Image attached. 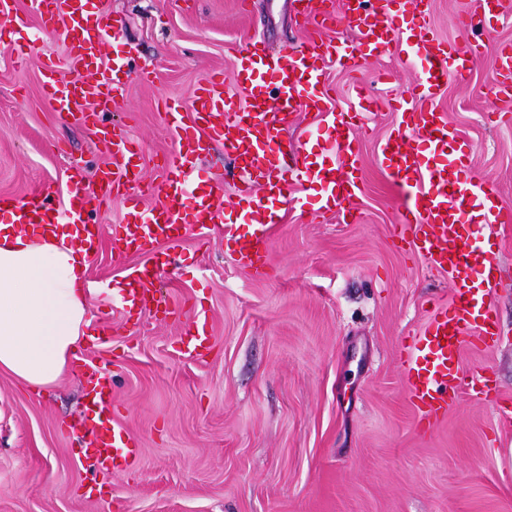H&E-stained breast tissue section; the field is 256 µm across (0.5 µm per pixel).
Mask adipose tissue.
<instances>
[{
	"instance_id": "ef3b65f1",
	"label": "adipose tissue",
	"mask_w": 512,
	"mask_h": 512,
	"mask_svg": "<svg viewBox=\"0 0 512 512\" xmlns=\"http://www.w3.org/2000/svg\"><path fill=\"white\" fill-rule=\"evenodd\" d=\"M77 228L57 235L0 224V373L42 394L71 372L93 323Z\"/></svg>"
}]
</instances>
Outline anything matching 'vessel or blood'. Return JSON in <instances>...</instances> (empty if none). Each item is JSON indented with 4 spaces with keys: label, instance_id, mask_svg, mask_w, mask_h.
I'll return each instance as SVG.
<instances>
[{
    "label": "vessel or blood",
    "instance_id": "b4317fda",
    "mask_svg": "<svg viewBox=\"0 0 512 512\" xmlns=\"http://www.w3.org/2000/svg\"><path fill=\"white\" fill-rule=\"evenodd\" d=\"M89 0H34L43 28H54L63 22L71 40L64 64L42 63L41 94L56 111L79 113L90 119L97 111L123 97L125 89L116 79L121 62L107 65L101 48L109 34H120L124 21L88 13ZM347 14L359 17V44L368 54L384 56L398 53L427 60V72L417 85L412 98H399L397 109L406 129L419 132L426 145L429 164H421L418 149L396 133L379 144L382 168L404 193L401 228L410 230L419 241L428 262L448 273L455 287L453 301L438 308L420 335L401 353V367L407 381L410 399L419 425H429L432 418L446 414L449 403L455 402L461 385L476 389L481 373L463 377L459 354L465 335L478 338L491 336L496 325L494 308L487 304L486 289L495 258L489 252L471 246L463 232L462 216L470 203H478L485 223L512 222V211L503 207L497 192L486 182L471 177L469 144L458 143L457 132L434 104L435 95L450 82L462 83L472 73L479 48L458 44H435L416 23L397 24L384 9H365L364 0H347ZM331 53L329 46L307 41L293 51H273L252 42L237 51L233 59V75L240 96L224 91L222 74L211 75L194 96L191 110L194 119L184 123L179 107H171V128L178 141V150L166 158L164 200L159 207L144 210L146 189L131 186V163L138 152L125 135L108 127L95 129L94 134L110 157V166L103 171L101 186L124 188L123 202L133 222L115 225L113 239L123 251L149 254L161 239L180 238L191 224H223L224 238L236 245L238 260L255 275H265L268 261L266 244L275 224L283 216L275 210L278 202L289 197V175L320 186L333 207L355 198L360 185L354 173L360 154L353 139L343 132V113L330 105L329 90L323 80V64ZM497 76L502 95L512 96V43L500 44L490 62ZM75 72L73 80H65L62 69ZM288 104L303 103L319 113L328 128L336 150L335 164L314 159L306 144H293L286 133L287 113L271 107V99ZM220 143L234 152L247 174L237 186L247 197L250 236H239L233 225L224 224L223 210L216 190L194 189L190 186L193 167L207 144ZM68 206L58 209L48 193L36 191L23 200L0 197V204L11 207L16 224L42 225L45 231L56 232L60 224L81 225L82 243L87 253L98 250L97 225L86 213L99 200L96 189L83 182L67 186ZM192 205H185V198ZM479 274L483 285L468 286L471 274ZM157 273L147 265L127 268L119 285L121 307L126 312L150 308L156 299L149 285ZM207 321L197 319L184 343L187 354L202 358L207 342ZM88 379L87 397L96 417L85 427L78 439L85 446V455L99 470H110L120 458H131L134 442L112 420L108 410L111 381L94 363L84 365Z\"/></svg>",
    "mask_w": 512,
    "mask_h": 512
}]
</instances>
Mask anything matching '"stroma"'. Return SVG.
Wrapping results in <instances>:
<instances>
[{
	"label": "stroma",
	"instance_id": "35a3bbf8",
	"mask_svg": "<svg viewBox=\"0 0 512 512\" xmlns=\"http://www.w3.org/2000/svg\"><path fill=\"white\" fill-rule=\"evenodd\" d=\"M7 2L0 194L20 200L47 191L61 206L70 174L95 184L109 157L82 121L41 96L40 61L64 58L63 28L40 31L31 0ZM240 2L101 0V13L127 19L104 55L130 61L126 95L104 120L138 142L141 181L157 189L148 207L163 199L164 158L177 148L166 102L190 106L218 69L225 91L237 93L232 57L252 39L284 50L314 35L296 24L292 0ZM503 4L497 24L471 34L477 0H428L427 21L431 37L484 47L469 80L442 88L436 106L473 144L472 176L512 208V101L487 91L490 55L512 42V0ZM24 36L34 46L22 59L9 45ZM314 36L332 45L357 40L342 15ZM424 69L394 56L326 64L335 111L353 109L361 87L377 101L356 116V220L323 213L317 187L302 183L272 230L266 278L240 266L212 224L156 245L153 287L165 298L163 312L128 317L112 291L91 298L94 316L110 312L109 331L78 353L111 374L112 418L137 443L136 458L108 472L78 463L69 427L83 419L82 368L39 396L0 373V512H512V224L470 225L471 244L490 246L497 259L496 334L461 349L464 370L484 368L488 399L462 392L445 419L419 432L399 361L402 346L454 295L447 273L396 237L402 197L378 156L379 141L400 125L393 98ZM288 136L318 155L335 154L320 116L307 109L289 115ZM194 180L218 188L226 220L248 234L229 151L215 147ZM92 218L103 241L85 276L119 282L129 263L112 251V228L127 220L121 194L105 198ZM198 314L210 342L195 360L182 353L181 337Z\"/></svg>",
	"mask_w": 512,
	"mask_h": 512
}]
</instances>
